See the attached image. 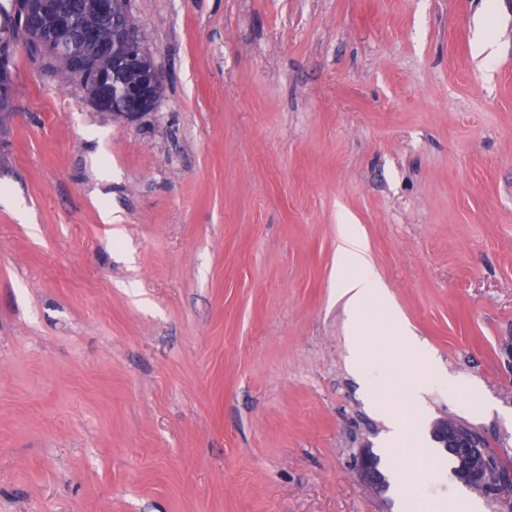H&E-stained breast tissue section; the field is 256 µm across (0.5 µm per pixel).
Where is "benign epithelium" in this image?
Instances as JSON below:
<instances>
[{"label": "benign epithelium", "mask_w": 512, "mask_h": 512, "mask_svg": "<svg viewBox=\"0 0 512 512\" xmlns=\"http://www.w3.org/2000/svg\"><path fill=\"white\" fill-rule=\"evenodd\" d=\"M127 4L128 0H83L81 12L87 20L83 29L84 48L79 50L60 42L58 49L69 54L84 71L95 73L98 80L103 79V75L96 72L95 60L87 52L95 43V27L91 21L112 19V72L132 70L136 73V80L127 87V109L121 115V119L133 121L155 110L163 88V76L144 47L140 30L124 24ZM41 5L51 16L48 33L53 39L69 20L54 10L51 0H42ZM12 94V78L0 64V106L10 107ZM431 434L439 447L456 459L461 474L469 479L471 485L486 486L491 482L490 470L477 463L482 455V438L477 432L466 427H450L448 421L442 420L433 426ZM360 472L367 483L377 488L383 486V474L369 450L364 451L361 457Z\"/></svg>", "instance_id": "obj_1"}]
</instances>
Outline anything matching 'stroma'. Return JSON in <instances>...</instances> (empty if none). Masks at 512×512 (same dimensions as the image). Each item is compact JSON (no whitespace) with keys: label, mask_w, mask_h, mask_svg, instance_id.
Returning a JSON list of instances; mask_svg holds the SVG:
<instances>
[{"label":"stroma","mask_w":512,"mask_h":512,"mask_svg":"<svg viewBox=\"0 0 512 512\" xmlns=\"http://www.w3.org/2000/svg\"><path fill=\"white\" fill-rule=\"evenodd\" d=\"M129 0L130 122L16 47L0 134V512H455L437 420L512 471V0ZM435 356L369 307L397 450L350 371L342 215ZM430 383L427 412L404 403Z\"/></svg>","instance_id":"35a3bbf8"}]
</instances>
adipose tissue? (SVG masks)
<instances>
[{
    "label": "adipose tissue",
    "mask_w": 512,
    "mask_h": 512,
    "mask_svg": "<svg viewBox=\"0 0 512 512\" xmlns=\"http://www.w3.org/2000/svg\"><path fill=\"white\" fill-rule=\"evenodd\" d=\"M336 252L338 264L333 286L337 299L345 302L353 318L350 368L358 375L372 362L360 337L362 313L369 304L386 305L390 299L374 269L367 242L350 217L342 219Z\"/></svg>",
    "instance_id": "ef3b65f1"
}]
</instances>
